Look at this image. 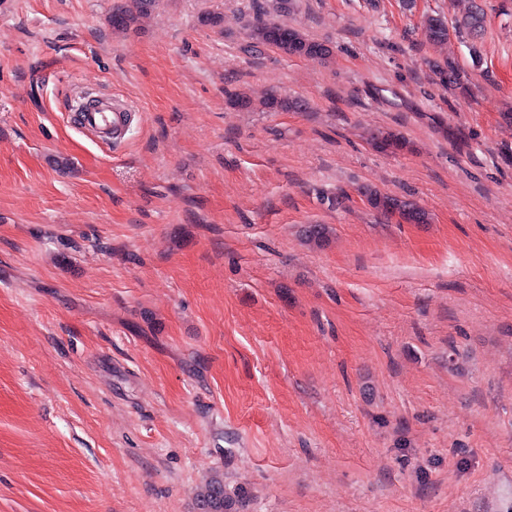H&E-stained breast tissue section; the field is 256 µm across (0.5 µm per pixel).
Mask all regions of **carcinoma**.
Returning <instances> with one entry per match:
<instances>
[{
  "instance_id": "carcinoma-1",
  "label": "carcinoma",
  "mask_w": 512,
  "mask_h": 512,
  "mask_svg": "<svg viewBox=\"0 0 512 512\" xmlns=\"http://www.w3.org/2000/svg\"><path fill=\"white\" fill-rule=\"evenodd\" d=\"M155 0H127V3L113 14L112 24L116 30H128L138 20L148 15ZM487 27V15L484 10L468 0L464 12L450 23L440 15H428L423 23V36L431 45L444 46L450 42V35L469 42V54L473 65L482 64V54L478 46ZM260 46L273 47L291 57L305 59H325L330 56V47L317 40L309 38L302 31L288 27L274 19H258L249 33V49ZM440 81L454 89L465 90L464 71L451 58L444 62H432ZM262 106L269 111L298 112L307 109V103L296 97H282L270 93L262 100ZM370 145L379 152L397 153L410 149V142L401 134L394 132L372 133ZM369 206L385 216L398 215L401 222L407 224H427L430 222L429 213L417 203L380 189L365 185L360 188ZM305 241L317 247L329 243L331 231L325 224H309L302 230ZM245 500L241 494L235 498L224 495V483L220 478L211 479L198 493L200 512H240Z\"/></svg>"
}]
</instances>
